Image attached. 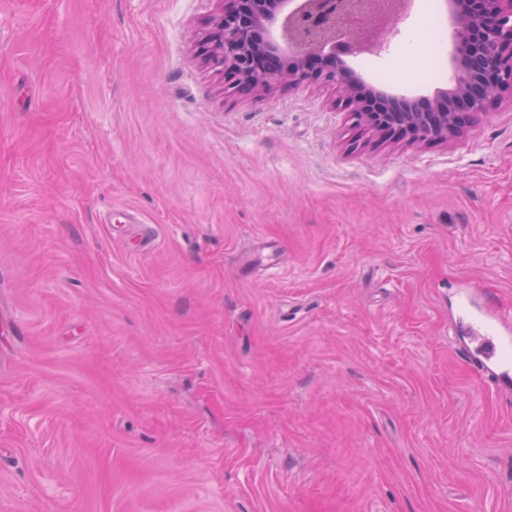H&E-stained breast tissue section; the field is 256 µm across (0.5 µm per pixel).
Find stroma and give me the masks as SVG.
<instances>
[{"instance_id":"1","label":"stroma","mask_w":512,"mask_h":512,"mask_svg":"<svg viewBox=\"0 0 512 512\" xmlns=\"http://www.w3.org/2000/svg\"><path fill=\"white\" fill-rule=\"evenodd\" d=\"M223 7L0 0V512H512V386L449 332L512 305V97L383 140L225 87ZM430 12L365 85L450 87Z\"/></svg>"}]
</instances>
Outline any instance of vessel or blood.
Segmentation results:
<instances>
[{
    "mask_svg": "<svg viewBox=\"0 0 512 512\" xmlns=\"http://www.w3.org/2000/svg\"><path fill=\"white\" fill-rule=\"evenodd\" d=\"M498 310H474L469 292H462L456 326L466 334V363L495 385L512 383V328Z\"/></svg>",
    "mask_w": 512,
    "mask_h": 512,
    "instance_id": "1",
    "label": "vessel or blood"
}]
</instances>
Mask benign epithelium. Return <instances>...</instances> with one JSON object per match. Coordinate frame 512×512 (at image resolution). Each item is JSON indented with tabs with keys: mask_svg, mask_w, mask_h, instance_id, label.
<instances>
[{
	"mask_svg": "<svg viewBox=\"0 0 512 512\" xmlns=\"http://www.w3.org/2000/svg\"><path fill=\"white\" fill-rule=\"evenodd\" d=\"M414 0H224L205 41L208 61L230 87L266 89L321 76L336 83L355 126L388 139L446 140L512 90V0H446L452 28L455 105L448 93L393 95L384 112H370L369 93L348 66L376 52L374 29L394 28ZM291 65H285L288 57Z\"/></svg>",
	"mask_w": 512,
	"mask_h": 512,
	"instance_id": "1",
	"label": "benign epithelium"
}]
</instances>
